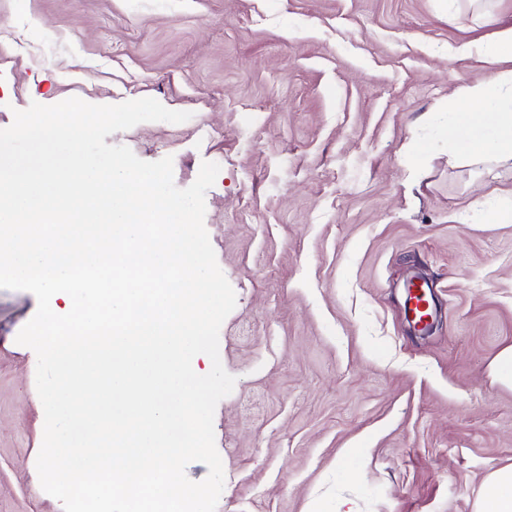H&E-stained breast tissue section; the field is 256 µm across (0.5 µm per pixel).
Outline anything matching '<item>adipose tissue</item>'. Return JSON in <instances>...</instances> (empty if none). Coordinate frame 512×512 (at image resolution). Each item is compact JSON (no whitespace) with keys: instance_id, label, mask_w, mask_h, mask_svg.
Returning a JSON list of instances; mask_svg holds the SVG:
<instances>
[{"instance_id":"obj_1","label":"adipose tissue","mask_w":512,"mask_h":512,"mask_svg":"<svg viewBox=\"0 0 512 512\" xmlns=\"http://www.w3.org/2000/svg\"><path fill=\"white\" fill-rule=\"evenodd\" d=\"M479 53L496 70L491 78L456 89L448 111L445 143L449 154L466 168L512 165V27L491 41L449 49L452 57ZM476 512H512V465L491 472L484 481Z\"/></svg>"}]
</instances>
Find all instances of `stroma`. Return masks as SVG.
<instances>
[{"label": "stroma", "mask_w": 512, "mask_h": 512, "mask_svg": "<svg viewBox=\"0 0 512 512\" xmlns=\"http://www.w3.org/2000/svg\"><path fill=\"white\" fill-rule=\"evenodd\" d=\"M439 0H0V129L37 102L151 97L189 112L107 136L172 157L190 186L220 162L205 227L236 293L219 354L216 512H475L512 464V389L490 374L512 345V222L472 203L512 190L433 150L427 121L491 73L449 47L512 26ZM425 278L431 333L406 285ZM38 301L0 289V512H64L41 487L35 352L16 337Z\"/></svg>", "instance_id": "35a3bbf8"}]
</instances>
